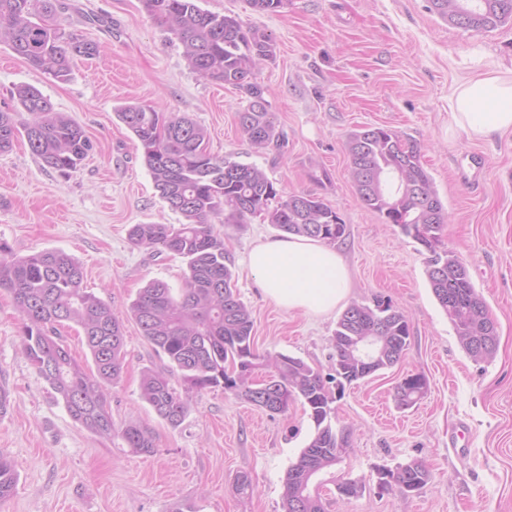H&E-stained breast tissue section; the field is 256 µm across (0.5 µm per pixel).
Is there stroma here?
<instances>
[{
    "mask_svg": "<svg viewBox=\"0 0 512 512\" xmlns=\"http://www.w3.org/2000/svg\"><path fill=\"white\" fill-rule=\"evenodd\" d=\"M62 27L94 42V58L73 61L69 81L32 69L0 45V106L21 84L36 86L56 111L85 130L93 148L61 176L26 140L0 154V240L20 256L60 249L84 271L83 286L124 321L125 367L108 388L114 435H93L23 353L21 317L0 290V453L16 464L12 496L0 512H282L284 477L312 433L301 399L282 414L261 410L222 388L203 391L171 426L142 399L141 374L163 370L129 307L147 282L183 286L185 264L173 254L134 246V224H178L159 198L134 135L117 118L139 102L185 114L209 134L220 159L264 169L288 194H311L347 226L335 247L351 272L349 302L390 299L410 325L408 346L390 368L345 386L336 424L351 447L320 489L330 512H512V133L472 140L449 129L448 95L481 72L512 76V22L491 32L453 27L428 0H287L274 14L247 0H201L275 43L255 72L267 109L285 136L280 149L256 150L239 130L249 99L237 88L192 72L182 45L148 16L141 0H61ZM386 126L417 143L448 215L444 246L464 262L497 324L492 359L472 360L459 344L425 275V249L364 207L348 172L347 134ZM241 301L251 310L259 353L300 358L334 374L331 338L338 313L289 312L265 301L245 270L250 248L279 231L261 219L222 224ZM424 374L428 389L404 410L394 387ZM136 420L154 452L137 455L119 432ZM424 461L432 479L421 494L382 492L377 472ZM252 480L234 490L236 475ZM361 481L354 497L341 481Z\"/></svg>",
    "mask_w": 512,
    "mask_h": 512,
    "instance_id": "stroma-1",
    "label": "stroma"
}]
</instances>
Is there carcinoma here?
Instances as JSON below:
<instances>
[{
    "label": "carcinoma",
    "mask_w": 512,
    "mask_h": 512,
    "mask_svg": "<svg viewBox=\"0 0 512 512\" xmlns=\"http://www.w3.org/2000/svg\"><path fill=\"white\" fill-rule=\"evenodd\" d=\"M199 0H142L148 15L183 47L189 69L199 76L232 85L249 97L238 113L241 132L258 149L278 147L284 135L268 112L263 88L254 82L256 63L274 56V44L258 28L243 29L233 16H219ZM430 10L449 24L489 32L512 20V0H430ZM33 68L60 82L70 80L76 57H93L98 46L64 30L57 20V0H0V45ZM12 104L0 109V153L24 137L43 164L68 175L92 150L84 129L32 85L15 87ZM29 119L19 122L15 114ZM143 151L154 188L168 207L183 217L180 224H134L130 241L159 253L179 256L186 264L179 294L162 281L142 288L130 310L142 336L181 372L182 385L169 375L143 372V399L169 425L184 420L192 394L210 388L230 390L272 414L288 405L255 394L252 376L262 366L253 336L251 311L233 285L224 236L211 224H245L259 217L283 233L334 242L347 226L331 206L311 195H283L266 172L250 164L219 160L207 149V131L187 115H165L143 104L116 112ZM163 125L166 135L159 136ZM348 170L362 204L387 224L420 244L429 256L426 275L433 295L448 315L456 335L475 361L495 354L496 327L488 318L464 262L442 248L445 209L420 161L418 146L397 131L363 127L348 134ZM83 268L57 249L17 256L0 241V289L9 292L22 316L23 351L40 377L62 399L71 418L89 433L112 436V416L101 383L118 380L124 368V326L112 308L82 287ZM80 328L95 371L73 357L59 327ZM379 337V360L359 364L355 348L361 336ZM410 328L402 312L387 300L353 303L339 317L332 337V360L339 385L362 380L398 364ZM269 383L276 396L299 397L307 405L313 432L297 461L287 470L283 512H326L312 479L336 465L350 447L349 433L332 423L333 398L318 371L300 358L270 359ZM395 386L401 408L413 405L427 385ZM136 454L153 453L152 440L134 422L121 430ZM17 474L13 461L0 454V502L11 496ZM431 473L419 460L379 472L380 490L404 496L420 493Z\"/></svg>",
    "instance_id": "1"
}]
</instances>
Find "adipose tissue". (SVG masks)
<instances>
[{
	"label": "adipose tissue",
	"mask_w": 512,
	"mask_h": 512,
	"mask_svg": "<svg viewBox=\"0 0 512 512\" xmlns=\"http://www.w3.org/2000/svg\"><path fill=\"white\" fill-rule=\"evenodd\" d=\"M450 126L472 139L512 130V78L486 73L457 85L449 99ZM263 295L276 306L311 316L345 302L351 276L332 246L289 235L256 244L247 258Z\"/></svg>",
	"instance_id": "ef3b65f1"
}]
</instances>
